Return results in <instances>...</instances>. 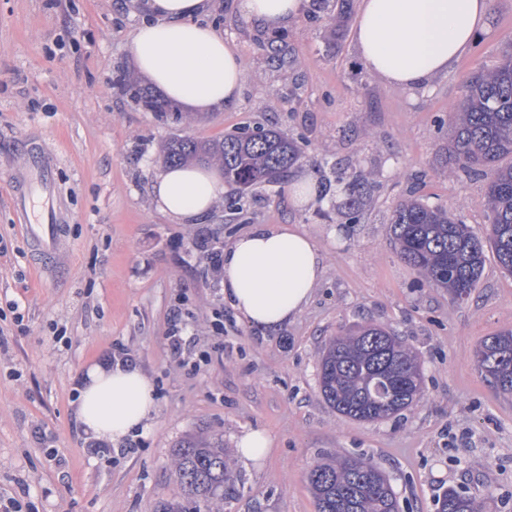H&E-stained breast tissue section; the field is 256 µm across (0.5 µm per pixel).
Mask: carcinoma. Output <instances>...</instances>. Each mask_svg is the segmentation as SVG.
Segmentation results:
<instances>
[{"label": "carcinoma", "mask_w": 512, "mask_h": 512, "mask_svg": "<svg viewBox=\"0 0 512 512\" xmlns=\"http://www.w3.org/2000/svg\"><path fill=\"white\" fill-rule=\"evenodd\" d=\"M352 0H336L337 13L330 37L340 35ZM132 98L151 112H182L171 102L127 81ZM451 153L458 167L486 177L488 230L474 234L448 209L418 199L406 200L393 211L389 224L401 257L421 271L428 282L445 288L451 299L468 297L482 276L486 251H491L501 271L512 274V54L495 68L472 74L454 117ZM169 165L215 162L224 183L244 191L287 177L301 164L305 150L295 140L273 128L255 126L227 134L222 140L191 137L173 139L162 149ZM366 190L362 176H353L349 197L343 203L351 224L361 216ZM480 370L491 376L503 394H512V329L482 340L478 346ZM324 401L337 413L357 421L374 422L410 407L421 395L422 367L417 354L383 326L369 323L349 336L332 339L318 371ZM173 475L184 492L183 501L163 502L159 512H212L224 498L241 491L244 483L227 460L224 438L198 434L179 445ZM316 512H397L399 499L389 477L362 457H338L316 465L307 473ZM441 512H479L469 495L446 489L437 499Z\"/></svg>", "instance_id": "1"}]
</instances>
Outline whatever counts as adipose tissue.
<instances>
[{
    "label": "adipose tissue",
    "instance_id": "obj_1",
    "mask_svg": "<svg viewBox=\"0 0 512 512\" xmlns=\"http://www.w3.org/2000/svg\"><path fill=\"white\" fill-rule=\"evenodd\" d=\"M207 2L147 0L149 19L130 44L138 72L194 112L234 104L245 75L223 35L201 22ZM240 8L275 29L300 16L303 0H242ZM488 22L489 0H361L354 41L372 74L415 89L447 73ZM224 192L217 172L194 165L162 168L151 187L158 209L181 223L205 217ZM322 273L323 258L310 238L267 224L235 237L222 256L225 301L266 334L302 312ZM154 411L153 387L135 363L86 370L76 416L92 439L120 445L148 429Z\"/></svg>",
    "mask_w": 512,
    "mask_h": 512
}]
</instances>
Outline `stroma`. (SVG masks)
Returning <instances> with one entry per match:
<instances>
[{"mask_svg": "<svg viewBox=\"0 0 512 512\" xmlns=\"http://www.w3.org/2000/svg\"><path fill=\"white\" fill-rule=\"evenodd\" d=\"M211 0L205 17L246 64L234 106L178 121L138 106L113 82L132 75L129 44L144 14L136 0H0V496L32 512H157L181 498L177 445L200 433L265 431L264 459L231 457L244 490L224 512H316L307 482L329 457L365 454L410 512L465 488L483 512H512V395L478 369L480 342L512 327V276L487 257L469 296L452 300L398 254L389 218L415 196L483 234L485 181L448 155V118L466 79L512 52V0H489L490 25L447 74L412 90L384 84L361 63L347 23L336 43L327 15L306 4L263 29ZM305 139L300 171L324 192L303 208L288 184L248 189L239 210L218 203L179 224L150 197L172 139H220L245 127ZM41 147L65 216L60 259L42 260L13 197L15 177ZM373 186L360 223H347L333 169ZM256 224L310 236L325 271L309 305L279 333L251 329L225 302L209 255ZM194 339L199 370L169 350L174 319ZM372 321L417 352L420 399L375 422L324 401L318 365L328 340ZM138 364L157 414L136 449H92L74 415L90 363Z\"/></svg>", "mask_w": 512, "mask_h": 512, "instance_id": "obj_1", "label": "stroma"}]
</instances>
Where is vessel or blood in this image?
I'll use <instances>...</instances> for the list:
<instances>
[{
    "mask_svg": "<svg viewBox=\"0 0 512 512\" xmlns=\"http://www.w3.org/2000/svg\"><path fill=\"white\" fill-rule=\"evenodd\" d=\"M14 204L27 217L31 241L43 252H56L58 217L53 201V184L46 166H39L30 172L28 186L16 191Z\"/></svg>",
    "mask_w": 512,
    "mask_h": 512,
    "instance_id": "obj_1",
    "label": "vessel or blood"
}]
</instances>
